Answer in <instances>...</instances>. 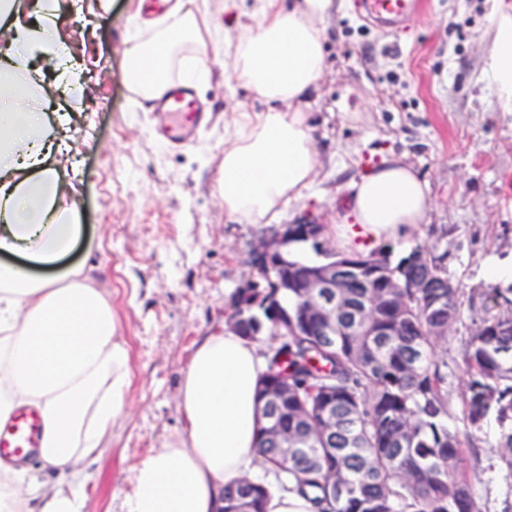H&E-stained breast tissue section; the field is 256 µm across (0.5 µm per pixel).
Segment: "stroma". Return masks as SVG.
Returning <instances> with one entry per match:
<instances>
[{
  "label": "stroma",
  "mask_w": 512,
  "mask_h": 512,
  "mask_svg": "<svg viewBox=\"0 0 512 512\" xmlns=\"http://www.w3.org/2000/svg\"><path fill=\"white\" fill-rule=\"evenodd\" d=\"M61 2L58 25L83 68L88 103L74 111L72 149L59 158L80 180L74 203L83 235L66 262L84 264L110 293L130 354L125 410L87 466L85 512H111L113 499L130 492L133 469L181 432L183 373L199 342L224 329L236 288L256 276L257 241L288 224L334 223L347 209L348 183L384 158L401 156L415 168L430 205L429 224L392 243V260L418 246L447 254L448 275L476 316L494 314L478 291L494 286L486 264L512 256V84L497 79L493 62L512 0H421L418 14L390 32L360 20L351 0H335L323 23L326 69L305 107L324 168L268 224L229 216L219 189L235 114L262 107L224 68L233 48L224 35L251 23L253 0H182L212 27L211 38L192 47L207 78L184 75L173 62L167 68L168 78H188L211 114L184 149L156 138L153 102H140L124 75L126 50L155 31L139 0H112L107 12L98 0ZM473 330L466 318L448 335L453 398L467 381L460 366ZM498 433L487 418L473 437L477 453L464 455L480 473L472 491L482 512H499L512 498L504 474H481Z\"/></svg>",
  "instance_id": "1"
}]
</instances>
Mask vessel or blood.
Segmentation results:
<instances>
[{"mask_svg":"<svg viewBox=\"0 0 512 512\" xmlns=\"http://www.w3.org/2000/svg\"><path fill=\"white\" fill-rule=\"evenodd\" d=\"M416 6L417 0H363L362 3L368 16L388 27L398 26ZM157 106L165 116L158 135L169 146L188 144L208 119L191 85L178 79L168 80ZM40 431L39 420L33 413L23 409L14 411L7 420L0 421V459L15 462L27 459L39 445Z\"/></svg>","mask_w":512,"mask_h":512,"instance_id":"1","label":"vessel or blood"}]
</instances>
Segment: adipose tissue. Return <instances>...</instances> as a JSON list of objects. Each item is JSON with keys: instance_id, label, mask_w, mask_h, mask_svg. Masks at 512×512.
<instances>
[{"instance_id": "obj_1", "label": "adipose tissue", "mask_w": 512, "mask_h": 512, "mask_svg": "<svg viewBox=\"0 0 512 512\" xmlns=\"http://www.w3.org/2000/svg\"><path fill=\"white\" fill-rule=\"evenodd\" d=\"M333 0H254L255 21L233 46V73L264 103L239 112L224 148V209L258 224L280 214L318 178L322 163L302 103L324 69L321 23ZM60 0H0V253L55 264L81 234L56 155L70 149L71 116L48 120L40 67L82 100V72L56 36ZM211 33L205 13L175 11L155 38L132 46L124 72L141 98L155 99L165 79L139 77L157 50L176 58L184 42ZM350 209L326 236L344 251L401 238L427 223L426 185L413 167L389 157L352 182ZM266 364L254 342L232 330L205 338L182 377L185 427L133 472L118 512H218L224 487L259 463L264 426L259 388ZM129 352L116 334L112 298L83 269L37 279L0 264V418L38 412V458L54 482L30 466L0 463V512H84L77 488L85 462L99 454L122 414Z\"/></svg>"}]
</instances>
